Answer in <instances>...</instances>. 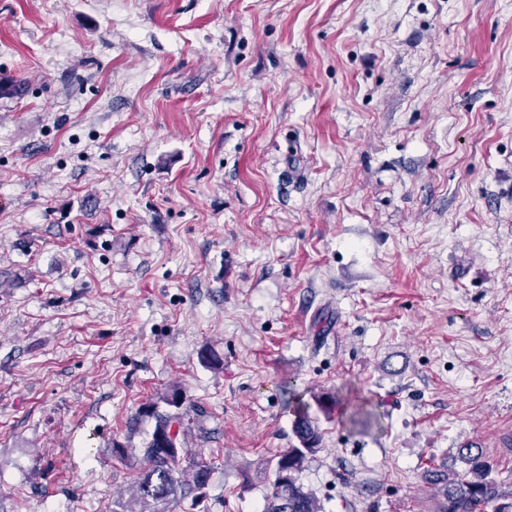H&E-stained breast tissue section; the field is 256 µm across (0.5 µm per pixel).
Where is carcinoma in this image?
I'll use <instances>...</instances> for the list:
<instances>
[{
	"label": "carcinoma",
	"mask_w": 512,
	"mask_h": 512,
	"mask_svg": "<svg viewBox=\"0 0 512 512\" xmlns=\"http://www.w3.org/2000/svg\"><path fill=\"white\" fill-rule=\"evenodd\" d=\"M170 410L161 412L149 403L142 414L154 420L153 431L141 449L142 464L137 474L133 496L126 502H112V512H171V505L190 501L197 505L206 497L211 467L197 458L186 457L180 446L187 412L182 410L186 397L178 387H170L163 395ZM294 434L298 445L282 452L277 459L272 490L266 496L262 512H320L316 494L299 482V473L308 457L321 444L318 421L309 405L297 401L294 408ZM474 445L460 448L461 458L468 464L465 474L435 469L429 473L437 501L436 512H512V497L507 496L491 477L490 465Z\"/></svg>",
	"instance_id": "1"
}]
</instances>
